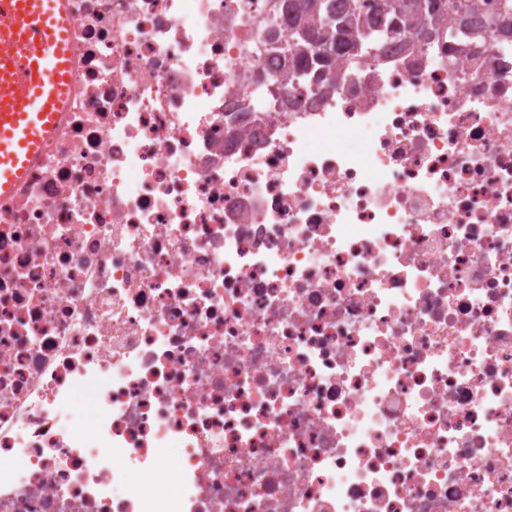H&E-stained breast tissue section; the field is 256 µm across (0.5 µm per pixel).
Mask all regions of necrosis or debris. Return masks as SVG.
<instances>
[{
    "mask_svg": "<svg viewBox=\"0 0 512 512\" xmlns=\"http://www.w3.org/2000/svg\"><path fill=\"white\" fill-rule=\"evenodd\" d=\"M272 2L66 0L0 196V512H512V39L314 85Z\"/></svg>",
    "mask_w": 512,
    "mask_h": 512,
    "instance_id": "necrosis-or-debris-1",
    "label": "necrosis or debris"
}]
</instances>
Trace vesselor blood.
I'll return each instance as SVG.
<instances>
[{
    "label": "vessel or blood",
    "instance_id": "obj_1",
    "mask_svg": "<svg viewBox=\"0 0 512 512\" xmlns=\"http://www.w3.org/2000/svg\"><path fill=\"white\" fill-rule=\"evenodd\" d=\"M72 26L65 0H0V195L24 177L67 107Z\"/></svg>",
    "mask_w": 512,
    "mask_h": 512
}]
</instances>
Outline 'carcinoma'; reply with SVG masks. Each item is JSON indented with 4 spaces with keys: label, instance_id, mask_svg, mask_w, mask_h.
<instances>
[{
    "label": "carcinoma",
    "instance_id": "obj_1",
    "mask_svg": "<svg viewBox=\"0 0 512 512\" xmlns=\"http://www.w3.org/2000/svg\"><path fill=\"white\" fill-rule=\"evenodd\" d=\"M293 16L288 42L271 44L283 54L299 57L303 67L294 74L300 80L320 79L336 61L356 65L381 57L384 42L401 39L411 32L430 37L439 33L441 21L456 20L452 33L473 37L486 31L512 30V0H495L484 14L479 29L469 25L476 0H281ZM358 33L361 51L353 53L350 36Z\"/></svg>",
    "mask_w": 512,
    "mask_h": 512
}]
</instances>
